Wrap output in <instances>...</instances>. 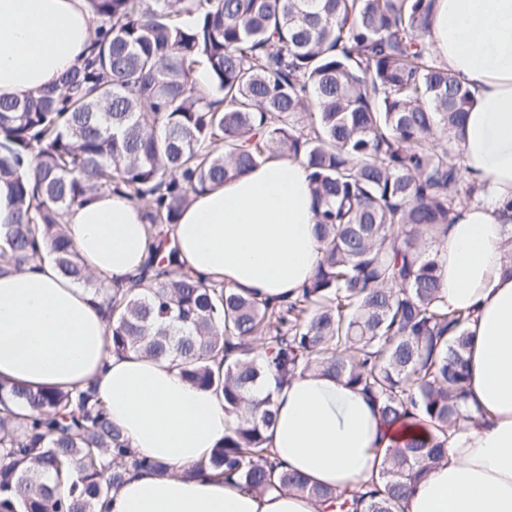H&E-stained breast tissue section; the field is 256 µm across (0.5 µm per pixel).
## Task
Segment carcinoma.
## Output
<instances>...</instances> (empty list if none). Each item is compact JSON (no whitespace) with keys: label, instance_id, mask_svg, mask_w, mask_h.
<instances>
[{"label":"carcinoma","instance_id":"obj_1","mask_svg":"<svg viewBox=\"0 0 512 512\" xmlns=\"http://www.w3.org/2000/svg\"><path fill=\"white\" fill-rule=\"evenodd\" d=\"M88 2L84 64L0 98V181L17 205L0 225V275L51 258L102 298L112 350L168 360L224 400L234 427L184 476L306 494L326 512H401L473 419L461 413L471 313L448 308L427 242L485 198L462 163L469 90L428 42L436 0ZM274 151L309 171L322 243L282 302L182 270L171 237L194 194ZM105 190L145 205L147 253L126 288L86 269L64 224ZM310 370L345 379L386 423L413 414L434 433L388 450L363 492L309 484L272 458L273 397L255 392L271 371L282 383ZM132 470L170 474L129 449L93 383L0 380V512H97Z\"/></svg>","mask_w":512,"mask_h":512}]
</instances>
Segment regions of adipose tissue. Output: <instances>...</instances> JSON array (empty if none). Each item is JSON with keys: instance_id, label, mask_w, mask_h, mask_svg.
<instances>
[{"instance_id": "adipose-tissue-1", "label": "adipose tissue", "mask_w": 512, "mask_h": 512, "mask_svg": "<svg viewBox=\"0 0 512 512\" xmlns=\"http://www.w3.org/2000/svg\"><path fill=\"white\" fill-rule=\"evenodd\" d=\"M94 25L87 0H0V97L22 99L85 61ZM429 43L465 82L473 104L461 131L469 179L486 199L460 210L436 260L452 309L473 311L467 355L469 410L448 453L411 487L403 512H512V277L503 275L512 210V0H437ZM73 245L106 286L127 284L146 254L144 208L104 191L65 217ZM306 168L274 154L242 175L195 194L173 226L184 270L271 301L295 296L321 258ZM0 378L31 388L94 382L130 447L167 466L140 470L113 492L107 512H322L296 493L238 489L218 475L183 478L231 426L212 391L170 362L108 352L91 293L38 259L0 276ZM269 444L277 461L313 482L361 488L386 449L427 439L418 420L385 425L344 380L310 371L274 386Z\"/></svg>"}]
</instances>
